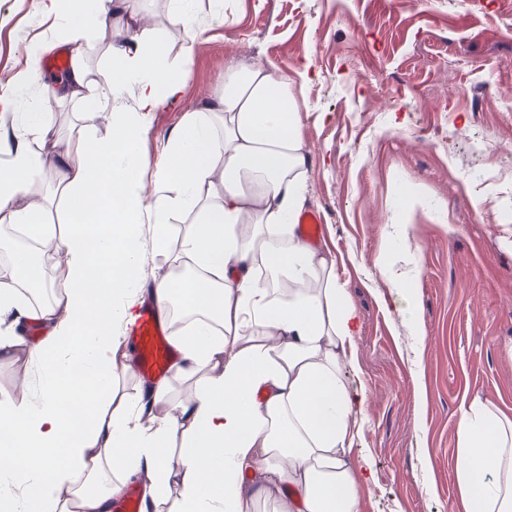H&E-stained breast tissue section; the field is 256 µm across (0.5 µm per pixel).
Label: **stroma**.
Returning <instances> with one entry per match:
<instances>
[{"label":"stroma","instance_id":"35a3bbf8","mask_svg":"<svg viewBox=\"0 0 512 512\" xmlns=\"http://www.w3.org/2000/svg\"><path fill=\"white\" fill-rule=\"evenodd\" d=\"M126 6L172 65L192 60L182 96L150 115L146 184L231 57L272 58L291 79L306 208L322 215L319 243L359 314L343 377L366 396L352 451L369 476L362 512H450L459 407L478 398L512 414V100L497 94L512 89V0H241L234 25L220 0H193L191 39L168 0ZM37 41L81 52L91 74L109 66V29L74 41L44 0H0V115L58 85L40 69L13 84ZM40 378L29 352L1 360L0 400Z\"/></svg>","mask_w":512,"mask_h":512}]
</instances>
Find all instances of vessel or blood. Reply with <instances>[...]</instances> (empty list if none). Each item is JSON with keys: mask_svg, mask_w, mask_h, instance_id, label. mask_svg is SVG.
Instances as JSON below:
<instances>
[{"mask_svg": "<svg viewBox=\"0 0 512 512\" xmlns=\"http://www.w3.org/2000/svg\"><path fill=\"white\" fill-rule=\"evenodd\" d=\"M125 334L138 351L137 370L141 377L159 378L171 373L175 351L154 304L146 301L139 306L135 318L127 324Z\"/></svg>", "mask_w": 512, "mask_h": 512, "instance_id": "vessel-or-blood-1", "label": "vessel or blood"}]
</instances>
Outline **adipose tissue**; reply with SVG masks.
I'll use <instances>...</instances> for the list:
<instances>
[{"instance_id": "adipose-tissue-1", "label": "adipose tissue", "mask_w": 512, "mask_h": 512, "mask_svg": "<svg viewBox=\"0 0 512 512\" xmlns=\"http://www.w3.org/2000/svg\"><path fill=\"white\" fill-rule=\"evenodd\" d=\"M92 17L114 29L112 70L102 99L76 135H55L49 100H84L91 81L74 55L67 81L14 118L13 145L0 165V225L46 239L49 206L24 202L46 176L65 201L56 248L66 272L55 297L31 305L15 283L29 266L16 252L0 270V323L39 330L0 337V359L31 348L44 384L37 401L0 402V512H111L128 478L143 481L141 512H361L366 470L351 455L365 396L341 376L359 317L333 274L328 249L301 236L307 151L299 103L273 61L228 60L224 88L186 111L157 164L153 189L140 178L146 116L179 99L186 68H171L124 0H93ZM137 83L135 112L112 108L115 78ZM106 118L107 136L90 124ZM35 135L45 153L28 149ZM191 215L171 240L174 213ZM187 276L152 290L164 321L175 303L201 318L171 337L177 375L147 386L132 409L114 406L117 331L142 292L141 226ZM286 245H270L273 231ZM281 273L288 299L275 301L256 263ZM457 479L464 512H512V416L476 400L461 406Z\"/></svg>"}]
</instances>
